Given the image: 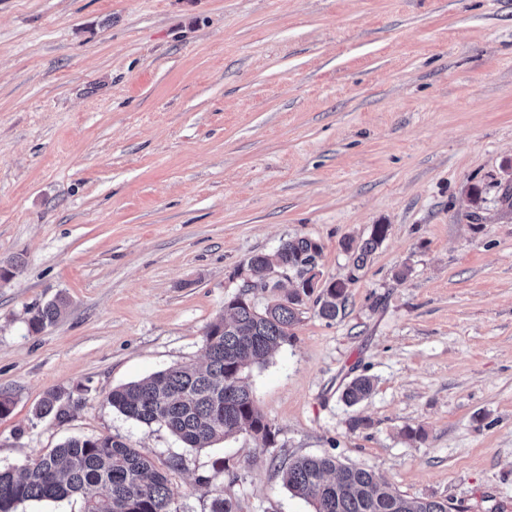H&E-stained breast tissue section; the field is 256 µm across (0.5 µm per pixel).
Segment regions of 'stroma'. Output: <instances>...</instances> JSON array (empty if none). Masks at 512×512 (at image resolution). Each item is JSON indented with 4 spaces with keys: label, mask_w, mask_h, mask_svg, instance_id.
Returning a JSON list of instances; mask_svg holds the SVG:
<instances>
[{
    "label": "stroma",
    "mask_w": 512,
    "mask_h": 512,
    "mask_svg": "<svg viewBox=\"0 0 512 512\" xmlns=\"http://www.w3.org/2000/svg\"><path fill=\"white\" fill-rule=\"evenodd\" d=\"M510 179L512 0H0V469L109 435L166 470L173 512L215 488L313 512L278 467L323 454L512 512ZM300 237L321 283L357 279L248 369L272 445L188 448L110 406L201 361L249 258ZM359 375L374 391L346 405ZM51 389L73 408L35 418ZM388 227L384 224L374 225L370 238L366 240L359 248L358 252L353 254L352 266L354 270H359L369 254H371L382 243L387 235ZM66 306V301L63 298H58L37 308L28 319L29 330L34 333L42 332L62 316Z\"/></svg>",
    "instance_id": "1"
}]
</instances>
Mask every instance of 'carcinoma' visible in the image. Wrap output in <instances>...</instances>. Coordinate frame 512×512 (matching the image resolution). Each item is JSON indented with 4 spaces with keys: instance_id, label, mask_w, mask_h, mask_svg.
I'll use <instances>...</instances> for the list:
<instances>
[{
    "instance_id": "carcinoma-1",
    "label": "carcinoma",
    "mask_w": 512,
    "mask_h": 512,
    "mask_svg": "<svg viewBox=\"0 0 512 512\" xmlns=\"http://www.w3.org/2000/svg\"><path fill=\"white\" fill-rule=\"evenodd\" d=\"M388 225L376 224L370 238L353 254L359 270L385 239ZM321 247L308 238L287 240L273 253L253 255L247 267L254 280L243 288V299L230 301L229 316L211 323L204 337L202 364H184L113 389L112 408L147 427L168 430L188 448H205L242 432H262L268 443L272 431L257 409L245 370L262 365L291 339L303 297L295 290L257 309L255 288L271 270L304 279L316 264ZM351 275L317 297L318 315L334 320L345 309ZM66 301L58 298L32 312L28 328L34 333L54 324ZM369 376L354 378L342 398L356 405L373 391ZM63 392L47 391L35 407L38 419H61L69 412ZM283 485L310 502L314 512H451L448 501L410 498L365 468L345 464L332 455L298 456L282 465ZM74 495L83 499V512H173L166 475L138 449L110 436L71 438L50 452L28 460L18 470L0 469V512H14L29 501H58ZM211 512H237L236 504L213 490Z\"/></svg>"
}]
</instances>
